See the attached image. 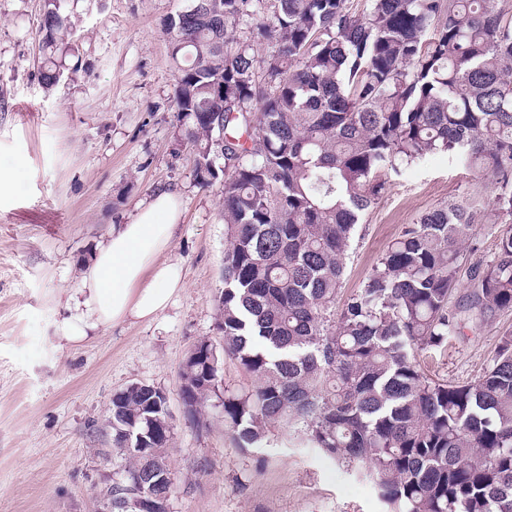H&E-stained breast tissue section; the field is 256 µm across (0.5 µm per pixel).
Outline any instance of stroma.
<instances>
[{
  "instance_id": "35a3bbf8",
  "label": "stroma",
  "mask_w": 512,
  "mask_h": 512,
  "mask_svg": "<svg viewBox=\"0 0 512 512\" xmlns=\"http://www.w3.org/2000/svg\"><path fill=\"white\" fill-rule=\"evenodd\" d=\"M43 0H0V512H102L125 465L112 450L109 405L133 383L166 393L175 485L168 512H387L357 464H341L287 427L245 453L207 403L187 416L181 371L191 348L221 346L217 299L227 228L221 187H200L179 131L176 67L164 19L191 0H60L73 56L60 81L40 78ZM177 193L181 218L166 259L181 289L154 320L59 346L57 322L113 227L155 191ZM486 183L433 155L394 180L351 241L342 295L356 291L386 246L418 215L448 203L483 206ZM501 227L477 225L462 248L449 310L465 323L446 348L419 355L425 373L478 379L512 311L482 320L470 271L492 260Z\"/></svg>"
}]
</instances>
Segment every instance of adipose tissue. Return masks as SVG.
I'll return each instance as SVG.
<instances>
[{
	"label": "adipose tissue",
	"mask_w": 512,
	"mask_h": 512,
	"mask_svg": "<svg viewBox=\"0 0 512 512\" xmlns=\"http://www.w3.org/2000/svg\"><path fill=\"white\" fill-rule=\"evenodd\" d=\"M177 196L156 192L130 223L113 229L93 255L78 296L69 298L68 317L56 339L77 346L91 332L129 320L150 321L169 305L182 281L175 264L162 261L180 220Z\"/></svg>",
	"instance_id": "obj_1"
}]
</instances>
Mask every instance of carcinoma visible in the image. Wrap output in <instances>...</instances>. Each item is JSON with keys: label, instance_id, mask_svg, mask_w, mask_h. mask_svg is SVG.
<instances>
[{"label": "carcinoma", "instance_id": "1", "mask_svg": "<svg viewBox=\"0 0 512 512\" xmlns=\"http://www.w3.org/2000/svg\"><path fill=\"white\" fill-rule=\"evenodd\" d=\"M163 28L195 178L220 183L229 236L222 351L197 343L181 372L193 414L216 400L243 452L292 427L365 466L390 512H512V334L472 384L418 361L461 331L448 297L476 224L506 228L471 306L512 311V16L497 0H367L361 15L349 0H192ZM39 30L49 88L72 50L58 0ZM435 153L490 185L487 209L419 215L336 309L362 215ZM226 358L253 387H222ZM165 420L150 385L112 395V447L129 462L106 490L112 512L172 492Z\"/></svg>", "mask_w": 512, "mask_h": 512}]
</instances>
